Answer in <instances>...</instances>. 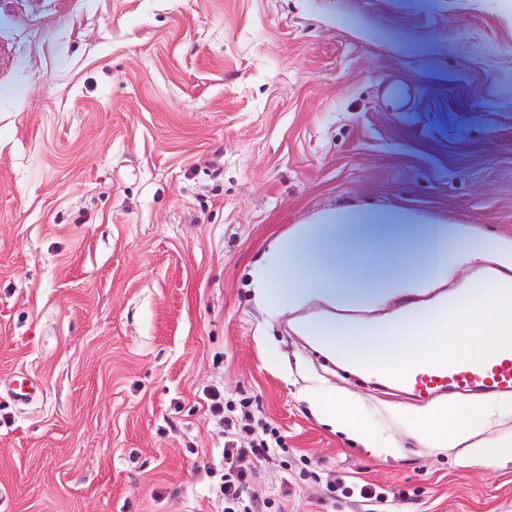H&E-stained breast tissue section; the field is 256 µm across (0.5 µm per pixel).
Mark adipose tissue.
<instances>
[{"label":"adipose tissue","instance_id":"ef3b65f1","mask_svg":"<svg viewBox=\"0 0 512 512\" xmlns=\"http://www.w3.org/2000/svg\"><path fill=\"white\" fill-rule=\"evenodd\" d=\"M467 269L471 277L460 280ZM251 275L257 303L274 313L329 304L330 314L307 318L295 330L352 364L422 367L484 354L512 337V236L408 209L339 207L318 214L276 241ZM432 291L448 303L447 311L408 306L386 318L338 315ZM500 408L494 401L438 406L422 414L411 432L432 448L468 444L469 464L494 466L512 460V440L499 443L490 457L473 437L478 423Z\"/></svg>","mask_w":512,"mask_h":512}]
</instances>
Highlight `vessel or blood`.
I'll use <instances>...</instances> for the list:
<instances>
[{
	"mask_svg": "<svg viewBox=\"0 0 512 512\" xmlns=\"http://www.w3.org/2000/svg\"><path fill=\"white\" fill-rule=\"evenodd\" d=\"M376 384L395 386L418 399L438 394L466 396L480 392H512V339L480 358H461L409 369L390 367L371 374Z\"/></svg>",
	"mask_w": 512,
	"mask_h": 512,
	"instance_id": "obj_1",
	"label": "vessel or blood"
}]
</instances>
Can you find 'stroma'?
<instances>
[{"label":"stroma","mask_w":512,"mask_h":512,"mask_svg":"<svg viewBox=\"0 0 512 512\" xmlns=\"http://www.w3.org/2000/svg\"><path fill=\"white\" fill-rule=\"evenodd\" d=\"M340 205L512 235V0H0V512H216L213 390L282 436V512H512V462L255 302ZM316 411L328 422L339 425L350 432L356 439L369 447L371 436L362 430L353 415L351 405L344 400H336L333 396H322L314 401ZM501 409L496 401L434 407L419 417L410 432L431 448H457L475 436L482 419ZM512 440L507 439L498 444L497 454L494 457L485 456L482 446L479 443H469L466 448H470L469 465L495 466L504 460H512Z\"/></svg>","instance_id":"stroma-1"}]
</instances>
